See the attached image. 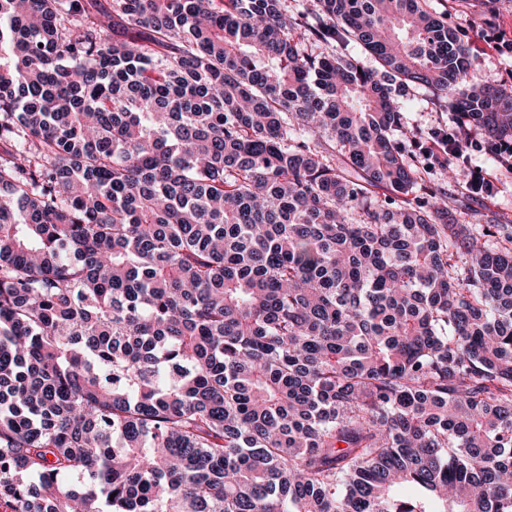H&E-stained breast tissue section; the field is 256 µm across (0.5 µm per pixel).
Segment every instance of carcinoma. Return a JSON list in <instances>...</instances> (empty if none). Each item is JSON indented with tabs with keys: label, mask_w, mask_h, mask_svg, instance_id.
Instances as JSON below:
<instances>
[{
	"label": "carcinoma",
	"mask_w": 512,
	"mask_h": 512,
	"mask_svg": "<svg viewBox=\"0 0 512 512\" xmlns=\"http://www.w3.org/2000/svg\"><path fill=\"white\" fill-rule=\"evenodd\" d=\"M287 2L0 0L12 512H512V224L392 137L512 89L427 0Z\"/></svg>",
	"instance_id": "1"
}]
</instances>
